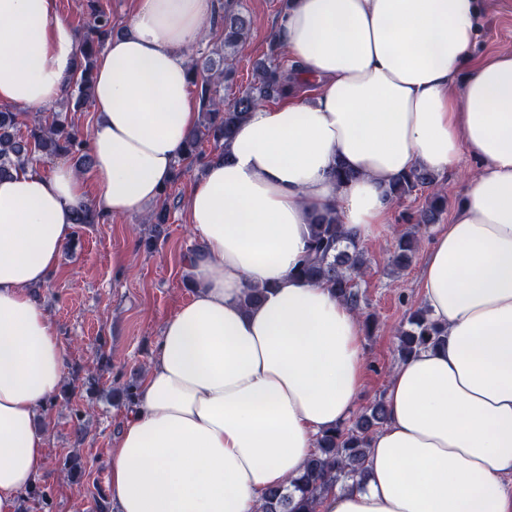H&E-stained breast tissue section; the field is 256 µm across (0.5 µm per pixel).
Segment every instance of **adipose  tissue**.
<instances>
[{
  "instance_id": "ef3b65f1",
  "label": "adipose tissue",
  "mask_w": 512,
  "mask_h": 512,
  "mask_svg": "<svg viewBox=\"0 0 512 512\" xmlns=\"http://www.w3.org/2000/svg\"><path fill=\"white\" fill-rule=\"evenodd\" d=\"M216 0H139L96 61L88 139L97 212L143 211L170 181L197 120L186 50ZM492 0H291L276 33L311 98L258 106L207 161L184 208L202 245L193 292L168 317L106 461L117 512H258L346 422L365 355L356 313L294 270L313 212L375 237L384 187L423 167L477 168L427 247L419 288L446 336L392 369L386 424L363 481L318 512H512V49L472 63ZM57 0H0V106L43 108L75 67ZM356 172L346 184L332 171ZM83 179L66 162L0 178V512H18L46 467L38 413L68 349L34 286L72 239ZM264 290L247 308L248 290Z\"/></svg>"
}]
</instances>
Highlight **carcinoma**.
Masks as SVG:
<instances>
[{"instance_id": "carcinoma-1", "label": "carcinoma", "mask_w": 512, "mask_h": 512, "mask_svg": "<svg viewBox=\"0 0 512 512\" xmlns=\"http://www.w3.org/2000/svg\"><path fill=\"white\" fill-rule=\"evenodd\" d=\"M91 22L79 40L78 60L65 92L77 93V99L90 98L98 51L112 36V16L95 5H90ZM213 24L221 27L223 39L214 48L218 57H202V67H191L192 85L199 89L200 117L188 133L178 155V163L191 166L201 160L200 143L208 138L219 147L231 140L237 124L250 110L275 96L285 94L288 75L277 63L282 43L272 39L270 55L254 66V81L239 93L231 103H224L220 95L223 83L233 74V60L247 42L251 21L234 11L228 4H220ZM20 114L0 110V178L23 171L41 157H70L78 170L85 171L91 158L87 140L80 137L65 121L55 116L46 124L34 118L21 132ZM418 190L428 192L425 209L418 222L402 234L389 255V265L398 273L408 269L420 243L422 229L436 223L446 200L437 189L436 176L425 168H414L392 180L386 196L400 200ZM368 257L361 244L349 237L334 209L318 211L311 218V234L303 261L295 275L306 282L322 283L349 304L370 326L371 315L365 291L359 283ZM399 355L405 359L442 341V330L432 320L428 309L420 306L412 311L407 326L397 332ZM139 382L131 378L113 389L112 398L131 404L137 396ZM387 407L380 396L361 408L353 418L323 432L316 441L303 470L286 486L276 487L263 494L260 512H316V505L329 490L350 480L364 476L369 441L387 422Z\"/></svg>"}]
</instances>
